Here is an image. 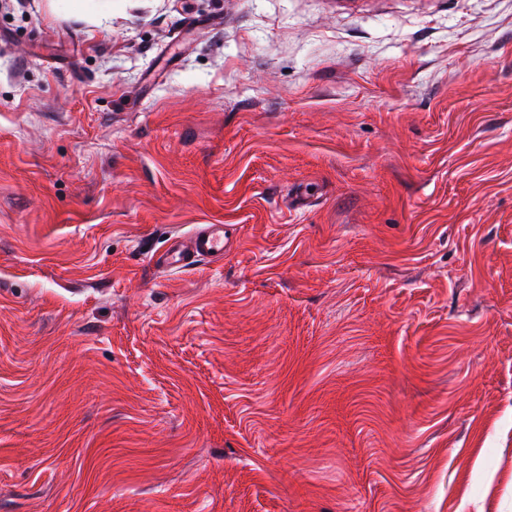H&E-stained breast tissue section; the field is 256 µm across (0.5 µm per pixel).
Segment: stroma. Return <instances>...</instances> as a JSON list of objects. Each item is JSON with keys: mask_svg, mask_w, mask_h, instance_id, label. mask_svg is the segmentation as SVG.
<instances>
[{"mask_svg": "<svg viewBox=\"0 0 512 512\" xmlns=\"http://www.w3.org/2000/svg\"><path fill=\"white\" fill-rule=\"evenodd\" d=\"M0 512H512V0H0ZM232 246L224 224H201L184 240L172 244L161 262L166 268L177 270L200 257L221 258Z\"/></svg>", "mask_w": 512, "mask_h": 512, "instance_id": "1", "label": "stroma"}]
</instances>
